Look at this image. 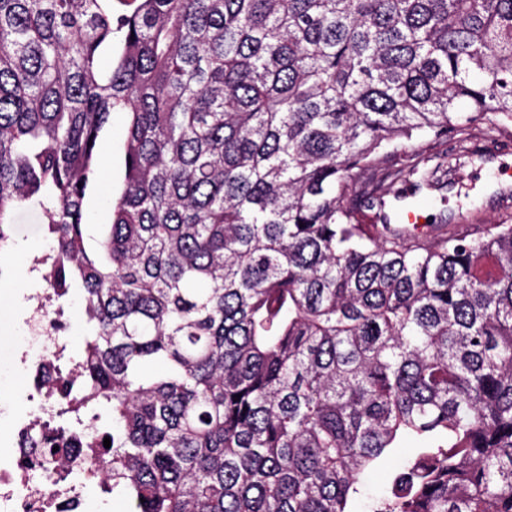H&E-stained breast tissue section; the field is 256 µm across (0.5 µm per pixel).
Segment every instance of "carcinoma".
I'll return each instance as SVG.
<instances>
[{
    "instance_id": "carcinoma-1",
    "label": "carcinoma",
    "mask_w": 512,
    "mask_h": 512,
    "mask_svg": "<svg viewBox=\"0 0 512 512\" xmlns=\"http://www.w3.org/2000/svg\"><path fill=\"white\" fill-rule=\"evenodd\" d=\"M511 127L512 0H0V249L39 215L110 417L39 461L97 449L126 512H353L410 445L367 512H512V219L387 202ZM126 115L121 112L112 115L111 128L109 134L104 139V151L109 161L106 167L105 186L103 190L92 197L87 202V210L91 224H105L106 223V198L105 194L108 191V183L112 177L117 178L120 172L122 162L121 157V144L125 137L126 132ZM411 452L410 448H398L388 455L377 469L369 473L365 480L364 494L355 504L354 510L363 512L368 503L386 492V484L393 472H395L401 460Z\"/></svg>"
}]
</instances>
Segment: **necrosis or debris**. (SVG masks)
<instances>
[{"mask_svg": "<svg viewBox=\"0 0 512 512\" xmlns=\"http://www.w3.org/2000/svg\"><path fill=\"white\" fill-rule=\"evenodd\" d=\"M62 299L44 290L31 296L26 318L27 335L18 337V355L33 370L34 386L25 405L0 430V512H84V489L101 476L87 464L88 451L68 454L60 469L43 471L27 467L32 438L54 426L65 413L47 382H61L62 362L68 352L65 340L70 322L56 316Z\"/></svg>", "mask_w": 512, "mask_h": 512, "instance_id": "obj_1", "label": "necrosis or debris"}]
</instances>
